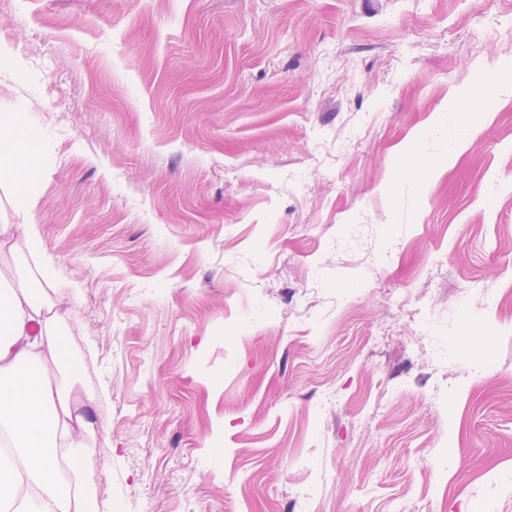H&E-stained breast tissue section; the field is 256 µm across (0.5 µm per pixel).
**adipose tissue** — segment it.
<instances>
[{
	"instance_id": "obj_1",
	"label": "adipose tissue",
	"mask_w": 512,
	"mask_h": 512,
	"mask_svg": "<svg viewBox=\"0 0 512 512\" xmlns=\"http://www.w3.org/2000/svg\"><path fill=\"white\" fill-rule=\"evenodd\" d=\"M43 135L19 113H0V178L14 198V224H0V257L27 250L37 258L35 287L0 289V428L13 439L10 467L0 475V512H86L80 493L90 464L82 454L91 429L70 396L75 370L62 344L63 330L48 295L54 272L27 204L44 167L29 168L48 151ZM56 368V381L47 378Z\"/></svg>"
}]
</instances>
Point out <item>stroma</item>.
Wrapping results in <instances>:
<instances>
[{
	"instance_id": "stroma-1",
	"label": "stroma",
	"mask_w": 512,
	"mask_h": 512,
	"mask_svg": "<svg viewBox=\"0 0 512 512\" xmlns=\"http://www.w3.org/2000/svg\"><path fill=\"white\" fill-rule=\"evenodd\" d=\"M2 39L89 512H512V0H13Z\"/></svg>"
}]
</instances>
